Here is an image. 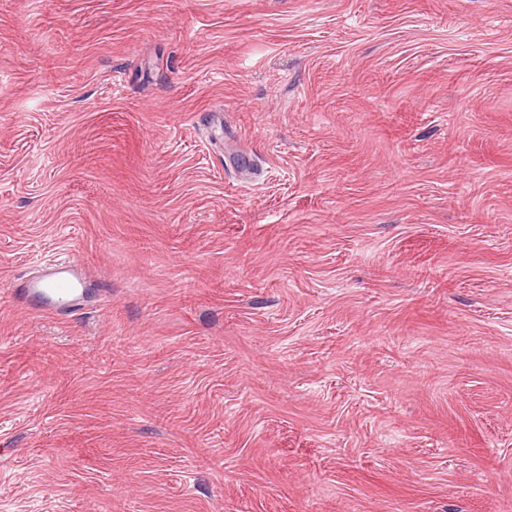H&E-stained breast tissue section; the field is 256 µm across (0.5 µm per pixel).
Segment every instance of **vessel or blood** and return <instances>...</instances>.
<instances>
[{"mask_svg":"<svg viewBox=\"0 0 512 512\" xmlns=\"http://www.w3.org/2000/svg\"><path fill=\"white\" fill-rule=\"evenodd\" d=\"M88 272L74 256L52 265L49 272L31 275L21 286L10 288L14 303L36 315L58 314L74 306L83 291Z\"/></svg>","mask_w":512,"mask_h":512,"instance_id":"vessel-or-blood-1","label":"vessel or blood"}]
</instances>
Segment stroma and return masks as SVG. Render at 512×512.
I'll return each mask as SVG.
<instances>
[{"label": "stroma", "instance_id": "stroma-1", "mask_svg": "<svg viewBox=\"0 0 512 512\" xmlns=\"http://www.w3.org/2000/svg\"><path fill=\"white\" fill-rule=\"evenodd\" d=\"M70 253L0 512H512V0H0V289Z\"/></svg>", "mask_w": 512, "mask_h": 512}]
</instances>
